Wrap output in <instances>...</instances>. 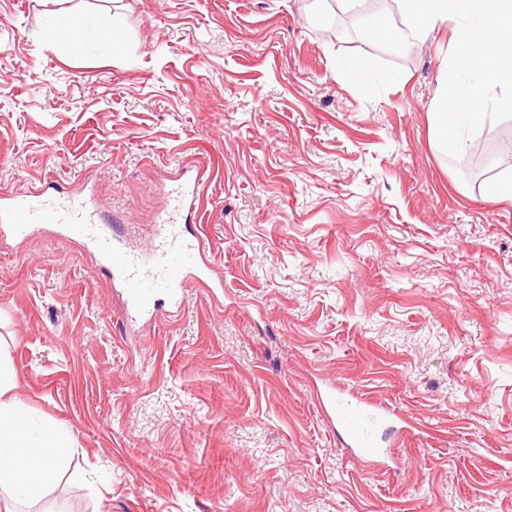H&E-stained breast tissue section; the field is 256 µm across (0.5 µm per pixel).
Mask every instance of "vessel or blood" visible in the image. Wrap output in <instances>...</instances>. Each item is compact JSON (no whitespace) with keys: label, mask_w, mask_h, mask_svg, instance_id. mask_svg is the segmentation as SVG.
Segmentation results:
<instances>
[{"label":"vessel or blood","mask_w":512,"mask_h":512,"mask_svg":"<svg viewBox=\"0 0 512 512\" xmlns=\"http://www.w3.org/2000/svg\"><path fill=\"white\" fill-rule=\"evenodd\" d=\"M208 174L199 163L181 165L169 187L170 206L156 218L155 242L136 251L119 244L103 224L91 191L59 196L46 190L0 200V234L21 242L46 229L81 242L113 283L123 289L129 320L155 319L180 312L190 283L203 284L214 276L202 233L181 230L183 217L196 214ZM317 406L336 427L341 449L365 467L391 468L396 457L380 447L377 434L396 416L394 408L356 398L328 383Z\"/></svg>","instance_id":"1"}]
</instances>
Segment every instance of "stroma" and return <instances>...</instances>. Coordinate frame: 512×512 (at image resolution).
<instances>
[{"label":"stroma","mask_w":512,"mask_h":512,"mask_svg":"<svg viewBox=\"0 0 512 512\" xmlns=\"http://www.w3.org/2000/svg\"><path fill=\"white\" fill-rule=\"evenodd\" d=\"M82 17L119 48L56 37ZM450 33L341 38L313 0H0V195L92 183L126 246L183 161L223 288L127 325L95 259L0 249V350L32 423L79 452L39 512H512V119L450 158L431 114ZM391 403L430 437L369 472L315 389Z\"/></svg>","instance_id":"1"}]
</instances>
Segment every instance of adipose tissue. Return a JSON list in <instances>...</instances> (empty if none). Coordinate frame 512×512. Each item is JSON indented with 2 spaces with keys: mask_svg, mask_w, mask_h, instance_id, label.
Here are the masks:
<instances>
[{
  "mask_svg": "<svg viewBox=\"0 0 512 512\" xmlns=\"http://www.w3.org/2000/svg\"><path fill=\"white\" fill-rule=\"evenodd\" d=\"M15 371L0 355V512L40 500L53 478L77 453L71 437L55 425L30 431L14 395Z\"/></svg>",
  "mask_w": 512,
  "mask_h": 512,
  "instance_id": "1",
  "label": "adipose tissue"
}]
</instances>
